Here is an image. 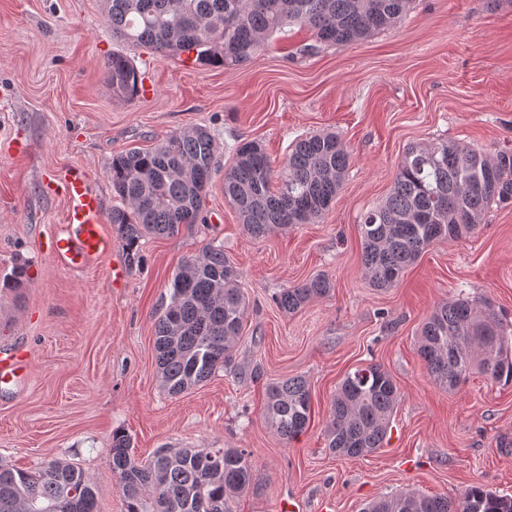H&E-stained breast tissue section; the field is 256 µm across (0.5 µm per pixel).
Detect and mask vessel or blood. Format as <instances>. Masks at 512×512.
I'll list each match as a JSON object with an SVG mask.
<instances>
[{"label":"vessel or blood","instance_id":"vessel-or-blood-1","mask_svg":"<svg viewBox=\"0 0 512 512\" xmlns=\"http://www.w3.org/2000/svg\"><path fill=\"white\" fill-rule=\"evenodd\" d=\"M67 203L64 225L49 238L52 257L70 269H80L109 248L103 224L102 200L83 175L73 173L59 182ZM24 370L18 351L0 354V385L20 377Z\"/></svg>","mask_w":512,"mask_h":512}]
</instances>
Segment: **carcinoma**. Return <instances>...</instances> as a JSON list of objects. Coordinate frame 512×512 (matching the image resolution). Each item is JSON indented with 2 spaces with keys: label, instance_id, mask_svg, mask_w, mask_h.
Instances as JSON below:
<instances>
[{
  "label": "carcinoma",
  "instance_id": "carcinoma-1",
  "mask_svg": "<svg viewBox=\"0 0 512 512\" xmlns=\"http://www.w3.org/2000/svg\"><path fill=\"white\" fill-rule=\"evenodd\" d=\"M410 0H102L112 36L148 46L164 57L195 54V61L237 67L268 46L287 26L311 32L320 44H349L396 26ZM112 95L131 100L141 75L122 55L104 64ZM219 146L202 126L185 127L150 149L112 156L107 171L111 223L130 264L140 262V241L202 224ZM351 155L334 133L298 140L279 172L261 143L242 139L224 170V199L255 238L274 228L322 218L340 191ZM278 190L271 191L273 177ZM512 202V149L490 155L442 140L409 148L392 192L363 218L362 264L369 284L389 288L436 242H456L481 223L493 203ZM241 272L224 246L207 244L175 272L170 301L155 321L162 388L179 395L233 364V348L247 309ZM333 284L316 275L276 296L293 312ZM418 353L430 379L451 390L477 371L512 383V323L485 302L451 300L420 330ZM399 402L393 377L379 364L347 374L330 401L328 448L356 458L381 448ZM266 420L293 441L311 421L306 380L284 378L266 388ZM112 474L125 512H233V500L254 481L243 448H159L147 463L132 452L131 438L112 433ZM0 512H98L97 493L85 472L63 459L35 470L0 463ZM363 512H512V497L480 486L451 500L446 495L399 491L369 503Z\"/></svg>",
  "mask_w": 512,
  "mask_h": 512
}]
</instances>
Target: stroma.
<instances>
[{"mask_svg": "<svg viewBox=\"0 0 512 512\" xmlns=\"http://www.w3.org/2000/svg\"><path fill=\"white\" fill-rule=\"evenodd\" d=\"M114 54L133 61L154 97L113 98L104 63ZM192 125L220 146L206 223L141 240L132 267L110 223L101 259L72 270L52 258L46 242L66 203L49 184L82 171L111 210V157ZM324 132L352 155L325 216L250 236L224 199L237 141H259L277 167L297 139ZM441 140L512 148V0H411L396 27L350 44H317L293 26L239 68L113 39L101 0H0V350L28 363L23 384L0 389V461L76 463L98 512H124L108 456L116 430L142 461L163 446L246 449L254 484L233 512H281L286 502L363 512L404 489L452 498L476 485L512 496V383L476 372L447 391L417 353L425 319L457 297L490 300L512 321V204L491 206L466 238L430 246L392 287H371L362 266L363 215L390 193L408 148ZM210 242L242 272L236 369L170 395L155 321L175 272ZM19 261L30 281L12 288L5 277ZM318 274L333 283L328 295L291 313L275 303ZM372 363L401 400L383 448L346 458L327 446L330 399L347 373ZM293 376L309 384L312 417L287 442L266 425L264 396Z\"/></svg>", "mask_w": 512, "mask_h": 512, "instance_id": "stroma-1", "label": "stroma"}]
</instances>
